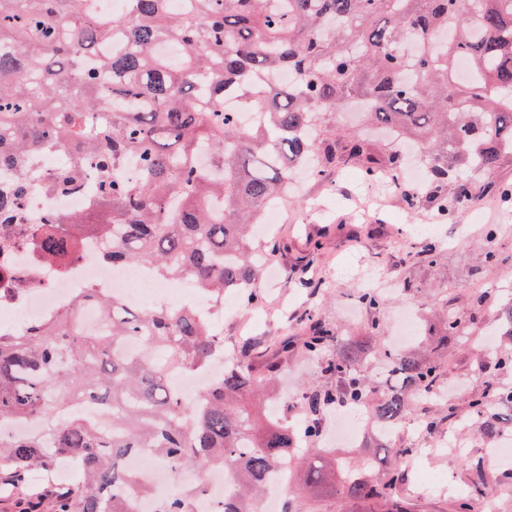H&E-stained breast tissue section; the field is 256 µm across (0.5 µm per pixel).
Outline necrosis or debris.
<instances>
[{
	"label": "necrosis or debris",
	"instance_id": "4bbe7bcc",
	"mask_svg": "<svg viewBox=\"0 0 512 512\" xmlns=\"http://www.w3.org/2000/svg\"><path fill=\"white\" fill-rule=\"evenodd\" d=\"M93 183H85L76 194L50 196L40 189L28 194L22 213L23 224L41 223L45 214H68L86 211L96 203ZM79 255L76 263L65 265L42 258L32 249L29 238H22L14 253L13 271L27 286V292L16 304L0 309V331H17L28 323L52 315L69 305L85 289L129 303L151 299L153 306H181L191 303L194 311L212 315L220 303L211 294L193 291L189 281L172 279L156 282L145 267L116 266L101 258L102 244L96 237L84 235L74 241ZM128 467L136 472L147 491L138 499L141 512H157L173 491L177 480L167 466L150 451L132 454ZM184 482L204 485L203 494L192 501V512H215L234 482L232 472L217 467L208 472L195 471L184 475Z\"/></svg>",
	"mask_w": 512,
	"mask_h": 512
}]
</instances>
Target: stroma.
<instances>
[{
	"instance_id": "1",
	"label": "stroma",
	"mask_w": 512,
	"mask_h": 512,
	"mask_svg": "<svg viewBox=\"0 0 512 512\" xmlns=\"http://www.w3.org/2000/svg\"><path fill=\"white\" fill-rule=\"evenodd\" d=\"M324 189V183L305 182L283 211L279 240L288 249L277 253L274 261L283 275L276 291L281 309L274 314L264 308L240 309L218 316L226 351L237 350L247 340L284 336L308 313L330 322L339 335L362 338L367 314H350L357 309L363 288L357 275L361 266L384 270L397 285H413L382 308L381 345H389L391 324L401 306L412 307L435 330L446 311H474L470 336L439 359L441 394L418 406L402 423L396 445L411 449L413 464L400 495L415 512H449L456 498L465 501L470 512H484L486 494L477 490L482 484L495 495L498 512H512V468L486 467L488 440L474 434L476 419L464 410L465 400L481 396L488 382L512 386V368L497 371L491 380L485 376L488 353L512 354V340L499 337L495 316L497 310L512 306V219L500 222L503 210L491 196L480 202L484 223H470L459 214L450 217L434 236L442 254L431 266L416 259L417 242L401 239L406 213L393 193L367 188L354 170L346 171L336 184L341 206L325 207ZM494 223L499 232L491 246L496 259L490 262L485 237ZM319 378L316 361L291 356L278 370L267 401L275 403L288 389ZM429 417L440 418L441 427L427 429L424 421ZM459 440L465 448L456 455L452 447ZM427 472L444 473L454 494L418 495L416 485Z\"/></svg>"
}]
</instances>
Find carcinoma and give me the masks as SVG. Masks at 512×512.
<instances>
[{"label": "carcinoma", "instance_id": "carcinoma-1", "mask_svg": "<svg viewBox=\"0 0 512 512\" xmlns=\"http://www.w3.org/2000/svg\"><path fill=\"white\" fill-rule=\"evenodd\" d=\"M172 2L126 0L128 14L105 17L96 0H0V166L15 171L0 183V300L22 290L10 258L39 180L31 161L48 142L68 152L69 165L42 181L43 191L71 195L91 178L98 201L83 214L46 215L33 236L43 256L72 264L70 236L93 233L114 265L147 264L220 297L234 292L246 307L265 305L255 258L276 249L273 238L253 243L251 226L288 194L295 166L317 181L383 170L404 210L426 200L446 219L482 198L472 173L490 178L512 158V0H181L178 10ZM119 36L129 47L103 54ZM162 44L181 49L179 62L158 53ZM281 70L295 82H265ZM229 93L263 110L257 128L224 109ZM353 104L366 126L423 149L424 190L403 188L404 150L336 125ZM359 303L370 313L365 338L344 339L311 316L266 354L269 372L290 352L321 358L330 385L300 391L297 430L272 415L258 423L252 406L264 403L266 388L247 347L224 362L198 404L178 401L173 379L224 355V334L189 309L142 310L90 290L48 320L0 333V419L55 415L46 434L0 439V483L19 485L31 469L50 472L66 460L78 478L50 491L51 512H137L145 487L124 461L147 448L174 471L189 463L232 470L220 512H255L279 467L294 479L284 512H307L301 500L318 488L373 504L371 512L389 502V512H411L398 493L412 449L384 441L386 479H371L364 460L335 481L318 448L294 464L295 433L313 445L340 404L363 406L380 424L404 419L416 398L436 393V357L468 335L471 316L450 310L441 331L422 329L415 347L378 354L375 369L399 380L385 389L359 369L381 333L385 298L366 289ZM86 304L102 309L97 332L79 323ZM128 340L137 353L122 351ZM89 401L107 412L106 425L69 413ZM497 404L512 406V387L490 380L467 401L489 438ZM200 492L180 486L159 512H191Z\"/></svg>", "mask_w": 512, "mask_h": 512}]
</instances>
